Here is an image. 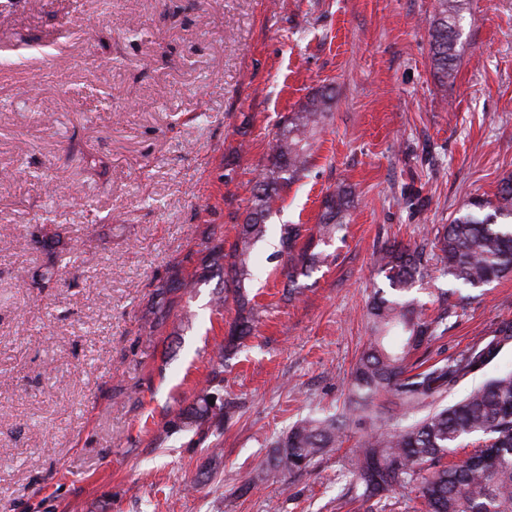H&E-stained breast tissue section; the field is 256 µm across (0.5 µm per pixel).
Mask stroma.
<instances>
[{"label": "stroma", "instance_id": "stroma-1", "mask_svg": "<svg viewBox=\"0 0 512 512\" xmlns=\"http://www.w3.org/2000/svg\"><path fill=\"white\" fill-rule=\"evenodd\" d=\"M435 4L0 0V512H366L344 501L348 447L290 479L253 466L299 419L342 407L368 299L388 286L381 247L422 250L411 294L441 313L458 287L426 228L512 176V0H464L445 85ZM322 90L321 148L269 222L316 233L344 185L346 228L292 282L258 243L260 319L227 349L221 271L195 262L193 292L158 287L233 238L281 115ZM53 241L78 259L39 289ZM469 294L429 360L512 321V275ZM204 387L223 420L175 425Z\"/></svg>", "mask_w": 512, "mask_h": 512}]
</instances>
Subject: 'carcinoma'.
Instances as JSON below:
<instances>
[{"mask_svg":"<svg viewBox=\"0 0 512 512\" xmlns=\"http://www.w3.org/2000/svg\"><path fill=\"white\" fill-rule=\"evenodd\" d=\"M461 0H437L431 22V64L437 80L454 79L458 37L462 27ZM332 95L322 92L297 111L281 117L269 145L268 165L256 179L252 206L237 225L229 250L224 240L208 248L211 266L224 272V291L215 307L233 296L242 311L232 336H247L256 308L246 298V281L253 276L256 244L270 235L269 215L281 193L308 172L317 147L316 133L331 109ZM352 193L338 188L322 202L320 240L342 230L340 221L351 208ZM489 206L493 213L481 218L473 209ZM512 177L500 185L495 201H474L451 223L434 230L442 254L443 271L464 286L478 288L512 274ZM302 225L280 228L279 255L288 257V277L316 264L313 238L299 244ZM55 260L42 272L39 287L67 268L72 248L54 252ZM379 272L389 281L390 293L376 292L368 306L370 336L352 372L342 408L330 417L309 416L274 442L271 456L256 471L273 468L283 475L307 470L315 460L341 446L354 420L370 422L361 429L349 462L350 490L363 501L385 510L396 493H413L422 512H512V371L491 377L463 398L435 403L441 391L483 371L512 342V322H504L486 341L466 348L455 357L430 364L412 356L438 335L440 321L430 319L410 296L424 278L422 253L393 243L379 251ZM385 396L395 406V423L380 425L385 412L377 400ZM208 390L177 415L184 426H199L224 415V405L209 403ZM421 418L415 415L423 409ZM411 418L413 422L402 423ZM468 440L475 452L452 465L448 455Z\"/></svg>","mask_w":512,"mask_h":512,"instance_id":"obj_1","label":"carcinoma"}]
</instances>
